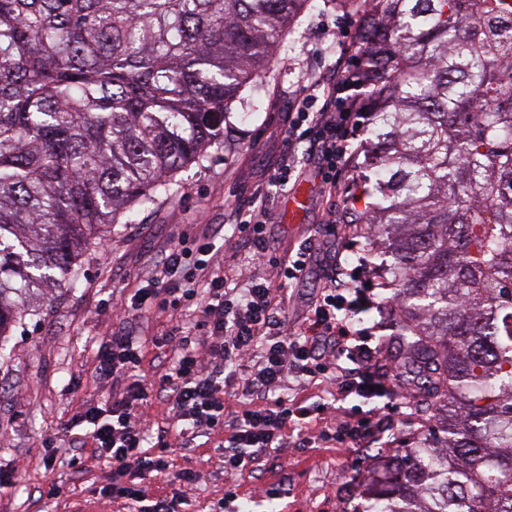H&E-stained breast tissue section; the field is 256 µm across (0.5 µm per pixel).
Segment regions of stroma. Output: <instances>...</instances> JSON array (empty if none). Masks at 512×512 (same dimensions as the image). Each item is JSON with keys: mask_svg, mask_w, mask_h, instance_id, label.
I'll return each mask as SVG.
<instances>
[{"mask_svg": "<svg viewBox=\"0 0 512 512\" xmlns=\"http://www.w3.org/2000/svg\"><path fill=\"white\" fill-rule=\"evenodd\" d=\"M361 18L314 6L299 17L295 31L274 50L267 71L262 111L250 117L234 115L224 135L212 144L203 160L184 168L171 191L138 209L128 224H115L106 237L91 245L82 257L84 279L79 288H59L39 312L23 316L12 332V358L0 361V469L12 472L14 486L0 495V512H113L101 490L109 480L108 465L91 448L76 444L83 471L52 460L43 446L45 437L61 435L64 424L80 408L99 402L105 393L96 377L101 339L117 331L145 341L144 367L156 371L169 351L165 338L178 323L194 324L200 306L174 313L126 317L137 289L145 287L155 264L179 238L208 235L218 245L220 271L248 265L250 253L239 245L232 226L236 201L264 188L267 174L285 149L283 118L304 84L326 79L335 70L351 69L358 56ZM308 189L301 216L288 214V197L271 192L268 243L272 255L299 246L306 238L326 240L317 251L307 278L288 289L286 317L299 325L307 305L322 288L334 252L343 251L353 236L344 209L336 211V229L321 224L327 203L314 172L302 178ZM397 399L408 402L407 415L394 429L405 448L432 427L427 404L417 380L408 376L391 381ZM377 454L374 443L335 449L288 446L261 462L241 480L242 512H344L354 479L370 469ZM188 469L197 476L186 512H213L224 496L222 455L214 446L177 449L172 471L146 475L150 493L166 495L176 486L175 473ZM65 492L48 501L41 491L50 483ZM276 483L285 493L278 499L255 496L260 484Z\"/></svg>", "mask_w": 512, "mask_h": 512, "instance_id": "1", "label": "stroma"}]
</instances>
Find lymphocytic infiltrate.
Wrapping results in <instances>:
<instances>
[{"mask_svg":"<svg viewBox=\"0 0 512 512\" xmlns=\"http://www.w3.org/2000/svg\"><path fill=\"white\" fill-rule=\"evenodd\" d=\"M371 114L361 98L343 102L340 111L312 112L300 100L288 117L287 151L271 183L287 191L299 176L296 145H306L327 197H335L343 169L351 164L353 143ZM234 213L242 237L258 264L268 266L264 278L250 268L235 277L215 273L209 242L171 247L163 257L162 275L177 278L175 288H142L130 314L143 317L178 310L194 303L199 291L208 300L202 320L193 327L174 325L167 338L170 355L156 381L142 372L140 338L115 333L98 347L97 378L126 380L123 391L83 408L67 422L66 431L81 429L96 457L111 467L108 496L124 501L128 512H178L188 503L195 475L182 472L171 499L150 495L146 474L170 468L175 449L223 429L225 491L223 512H236L239 479L255 471L271 452L287 447L290 438L329 448H358L367 439L393 447L392 427L403 406L392 397L380 372L383 337L358 327L364 309L378 302L375 275L364 256L331 269L325 286L311 302L299 327L289 328L284 316L283 287L299 284L314 259L311 247L273 258L269 255L265 206L250 200ZM246 279V288L231 279ZM336 386L337 400L354 399L350 418L332 413L328 404L311 403L300 390L314 382ZM159 396L169 404L174 425L155 426L143 406Z\"/></svg>","mask_w":512,"mask_h":512,"instance_id":"f902f5d3","label":"lymphocytic infiltrate"}]
</instances>
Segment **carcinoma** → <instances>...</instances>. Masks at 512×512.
<instances>
[{"label":"carcinoma","mask_w":512,"mask_h":512,"mask_svg":"<svg viewBox=\"0 0 512 512\" xmlns=\"http://www.w3.org/2000/svg\"><path fill=\"white\" fill-rule=\"evenodd\" d=\"M312 0H0V357L104 229L224 135ZM383 17L350 86L347 191L377 314L437 424L352 512H512V0H323Z\"/></svg>","instance_id":"carcinoma-1"}]
</instances>
